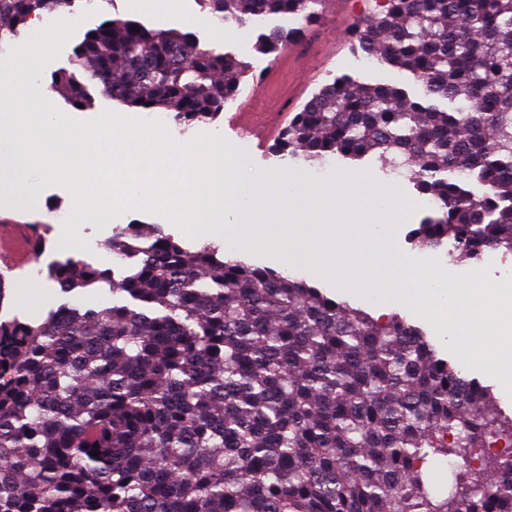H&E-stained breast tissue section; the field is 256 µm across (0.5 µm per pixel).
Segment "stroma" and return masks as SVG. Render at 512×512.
<instances>
[{
    "mask_svg": "<svg viewBox=\"0 0 512 512\" xmlns=\"http://www.w3.org/2000/svg\"><path fill=\"white\" fill-rule=\"evenodd\" d=\"M376 0H317L312 12L295 15L270 14L261 16L239 26L233 23L218 29L200 30L199 35L211 47L236 55L249 62V69L238 76V93L224 107L218 120L211 123H199L186 132V139H194L202 133H220L227 143L233 144L238 154L256 171L276 173L285 170L287 164L275 154L271 144H257L243 139L236 131L231 120L232 112L250 101L266 100L269 111L295 113L307 103L326 84L335 78L349 77L367 84H390L401 87L410 97H418L421 85L408 72L375 63L365 65L364 55L352 31L375 14ZM120 0H101L98 11L77 27L70 41L61 48L59 54L49 61L42 74L32 76L34 87L50 95L53 105L63 114L83 122L94 120L106 108L121 111V104L113 102L107 94L94 91V101L90 107L77 109L72 107L59 94L51 89L52 75L69 67L72 51L83 34L94 28L103 19L109 17H127ZM285 29L296 31L297 36L290 45L280 46L278 51L269 55L258 53L257 47L272 30ZM301 51L309 69L315 70V78L301 79L295 65L281 70L276 84L265 88L260 76L263 70L270 68L278 57L289 50ZM318 169L323 177L332 178L340 174H364L377 182H396L401 193L409 203L402 223L395 228V248L397 252L409 258L419 257L411 236L418 224L427 215V207L422 206L421 197L414 188L409 175H395L389 166L378 156L370 155L363 160L352 162L338 157L327 158ZM71 210L72 195L60 184H51L39 195L38 205L27 212L20 213L8 208L0 209V216L33 225L40 238V250L32 262L38 268L39 276L35 280L33 301L24 307L14 305L0 309V318L18 317L20 320L37 322L46 318L63 305L82 303L94 305L106 298L103 289L87 288L81 293H65L50 278L51 271L67 260L75 258L100 268L111 269L115 278L126 274L124 265L114 262L111 254L86 252L65 243L61 238L62 224L56 219L57 209ZM131 224H153L162 232L178 239L185 248L195 249L197 240L189 238L176 224L167 218L144 210H133L115 217L111 224L97 227L85 224L81 227V236L85 240H111L113 234ZM31 267V268H32Z\"/></svg>",
    "mask_w": 512,
    "mask_h": 512,
    "instance_id": "1",
    "label": "stroma"
}]
</instances>
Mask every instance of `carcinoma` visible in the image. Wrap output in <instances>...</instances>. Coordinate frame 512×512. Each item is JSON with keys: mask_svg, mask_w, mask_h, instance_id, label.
Instances as JSON below:
<instances>
[{"mask_svg": "<svg viewBox=\"0 0 512 512\" xmlns=\"http://www.w3.org/2000/svg\"><path fill=\"white\" fill-rule=\"evenodd\" d=\"M200 2L244 25L316 0ZM74 6L0 0V44ZM355 39L423 97L336 79L274 151L411 163L437 205L420 248L451 245L460 262L512 252V0H385ZM71 65L52 76L71 105L92 104L95 83L184 127L218 119L249 67L195 33L121 18L87 30ZM107 248L128 262L120 280L75 259L53 279L122 299L0 321V512H512V417L421 328L150 224ZM433 456L456 469L445 497L426 487Z\"/></svg>", "mask_w": 512, "mask_h": 512, "instance_id": "carcinoma-1", "label": "carcinoma"}]
</instances>
